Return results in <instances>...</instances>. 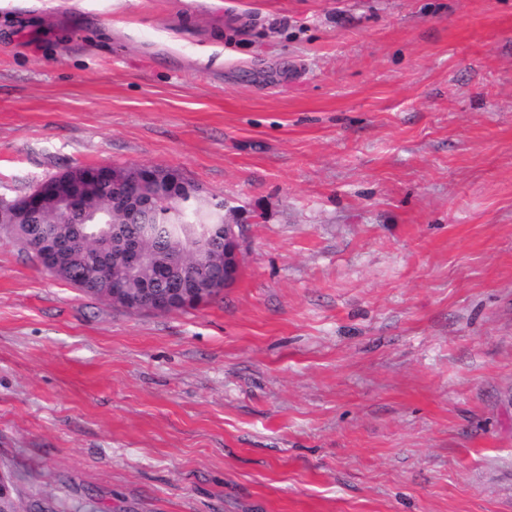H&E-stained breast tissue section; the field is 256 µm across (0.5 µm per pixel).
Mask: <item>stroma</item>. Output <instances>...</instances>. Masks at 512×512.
<instances>
[{
	"instance_id": "35a3bbf8",
	"label": "stroma",
	"mask_w": 512,
	"mask_h": 512,
	"mask_svg": "<svg viewBox=\"0 0 512 512\" xmlns=\"http://www.w3.org/2000/svg\"><path fill=\"white\" fill-rule=\"evenodd\" d=\"M0 7V197L179 170L237 283L129 312L0 231V469L43 512H512V0ZM67 170H72L73 176L63 185L64 190L70 196L81 195L87 197L91 194L92 188L98 180L109 179L112 166H77Z\"/></svg>"
}]
</instances>
